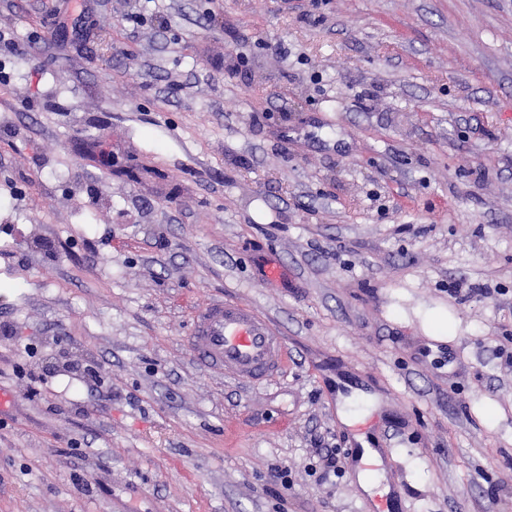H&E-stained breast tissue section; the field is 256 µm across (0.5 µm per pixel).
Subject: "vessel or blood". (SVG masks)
I'll use <instances>...</instances> for the list:
<instances>
[{"label": "vessel or blood", "mask_w": 512, "mask_h": 512, "mask_svg": "<svg viewBox=\"0 0 512 512\" xmlns=\"http://www.w3.org/2000/svg\"><path fill=\"white\" fill-rule=\"evenodd\" d=\"M191 354L204 371L254 386L276 376L288 357L280 327L244 302L211 298L197 310L188 338ZM351 449L344 456L349 471L377 476L387 451L369 424L353 426ZM366 512H405L396 479L386 493L370 499Z\"/></svg>", "instance_id": "obj_1"}]
</instances>
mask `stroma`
I'll list each match as a JSON object with an SVG mask.
<instances>
[{
    "instance_id": "stroma-1",
    "label": "stroma",
    "mask_w": 512,
    "mask_h": 512,
    "mask_svg": "<svg viewBox=\"0 0 512 512\" xmlns=\"http://www.w3.org/2000/svg\"><path fill=\"white\" fill-rule=\"evenodd\" d=\"M0 31V512H362L305 470L348 397L408 512H512V0H0ZM224 296L285 334L260 386L191 358Z\"/></svg>"
}]
</instances>
